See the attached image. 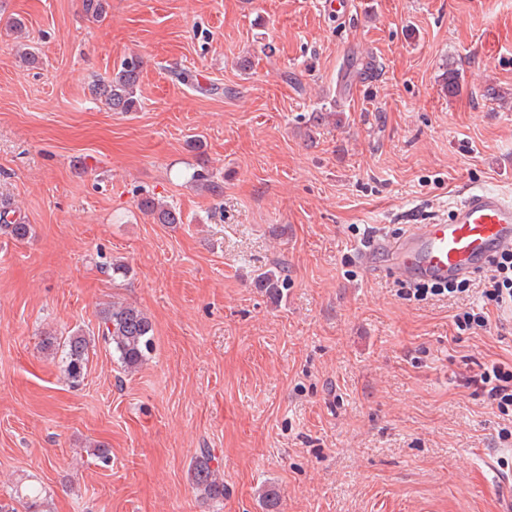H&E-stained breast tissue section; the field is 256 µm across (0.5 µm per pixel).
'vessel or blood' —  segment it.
<instances>
[{
    "instance_id": "obj_1",
    "label": "vessel or blood",
    "mask_w": 512,
    "mask_h": 512,
    "mask_svg": "<svg viewBox=\"0 0 512 512\" xmlns=\"http://www.w3.org/2000/svg\"><path fill=\"white\" fill-rule=\"evenodd\" d=\"M512 251V197L471 188L455 201L446 221L413 225L398 239H379L359 255L369 271L400 281L445 283L486 270Z\"/></svg>"
}]
</instances>
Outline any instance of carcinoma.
<instances>
[{
  "label": "carcinoma",
  "instance_id": "cac0c4a2",
  "mask_svg": "<svg viewBox=\"0 0 512 512\" xmlns=\"http://www.w3.org/2000/svg\"><path fill=\"white\" fill-rule=\"evenodd\" d=\"M142 67L140 56L128 55L112 71L111 76L92 85V93L114 112L137 111L136 91ZM139 206L160 224L181 223L180 213L175 208L153 197L141 199ZM0 233L24 240L31 234V225L13 216L9 204L3 202L0 204ZM258 281L272 296L279 295L282 281L276 272L264 271L258 275ZM97 335L112 347V355L116 356L121 367L128 373L137 371L153 348L154 330L150 317L137 307L121 301L114 300L101 308ZM95 336L77 330L60 342L57 337L49 334L42 341V348L60 355L67 379L78 383L83 379L90 354L95 350ZM214 461L216 457L213 449L201 448L191 465L192 484L205 501L224 499V481L218 469L213 467ZM20 494L25 500V512H48L42 489L25 486L21 488Z\"/></svg>",
  "mask_w": 512,
  "mask_h": 512
}]
</instances>
